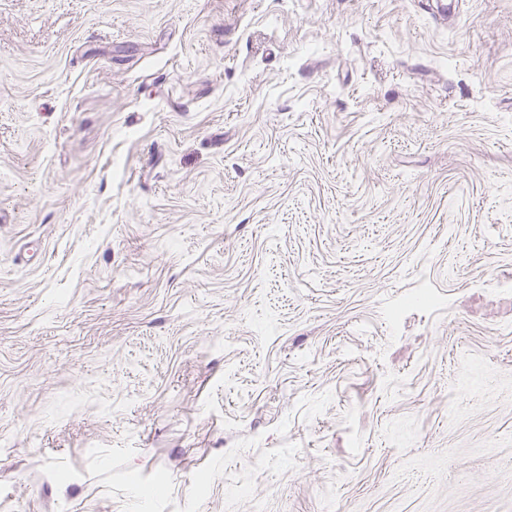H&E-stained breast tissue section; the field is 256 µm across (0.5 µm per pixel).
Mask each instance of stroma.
<instances>
[{"label":"stroma","instance_id":"35a3bbf8","mask_svg":"<svg viewBox=\"0 0 512 512\" xmlns=\"http://www.w3.org/2000/svg\"><path fill=\"white\" fill-rule=\"evenodd\" d=\"M0 0V512H512V0Z\"/></svg>","mask_w":512,"mask_h":512}]
</instances>
